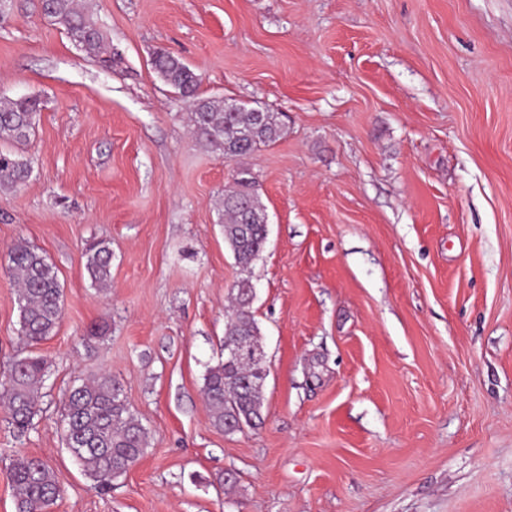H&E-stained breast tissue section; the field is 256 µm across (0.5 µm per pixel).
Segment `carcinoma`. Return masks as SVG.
<instances>
[{
	"label": "carcinoma",
	"instance_id": "obj_1",
	"mask_svg": "<svg viewBox=\"0 0 512 512\" xmlns=\"http://www.w3.org/2000/svg\"><path fill=\"white\" fill-rule=\"evenodd\" d=\"M44 12L62 24L72 40L88 56L112 63V44L99 23L77 9L75 0H43ZM153 67L166 85L190 104V122L196 142L216 148L224 159L235 160L274 144L282 135L279 113L262 107L225 111L226 101L198 95L200 76L184 61L158 52ZM40 102L33 98L0 101V142L24 145L37 124ZM30 175V165L21 154L0 151V185L17 187ZM224 194V240L235 263L247 270L267 241V224L255 182L244 176ZM9 271L18 284L21 335L37 344L54 335L62 319V288L46 257L26 242L14 245ZM112 251L102 243L86 253L85 268L91 284L107 285L111 278ZM233 310L224 328V338L234 339L258 330L252 312L248 280L233 289ZM46 373L45 360L28 355L15 360L7 379L0 383L8 423L19 433L27 432L41 412L39 389ZM263 377L246 361H218L204 374L203 393L214 427L226 433L255 428L263 423ZM62 417L65 439L85 474L104 490L127 473L147 445V431L128 408L121 385L110 374L72 387L65 397ZM10 478L15 490L16 512H50L61 495L53 470L42 460L28 456L13 459Z\"/></svg>",
	"mask_w": 512,
	"mask_h": 512
}]
</instances>
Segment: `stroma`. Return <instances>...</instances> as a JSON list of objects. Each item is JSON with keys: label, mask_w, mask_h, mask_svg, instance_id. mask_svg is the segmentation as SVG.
<instances>
[{"label": "stroma", "mask_w": 512, "mask_h": 512, "mask_svg": "<svg viewBox=\"0 0 512 512\" xmlns=\"http://www.w3.org/2000/svg\"><path fill=\"white\" fill-rule=\"evenodd\" d=\"M79 4L111 68L41 0L0 18V99L41 102L31 177L0 187V381L31 352L48 366L26 434L0 409V512L18 455L53 469L51 512H512V0ZM160 50L201 73V96L279 113L283 136L234 161L200 148ZM242 170L269 225L246 272L220 211ZM20 240L64 291L35 346L8 272ZM99 240L104 291L85 269ZM244 278L264 422L227 433L203 375ZM102 372L150 433L106 491L61 422L69 389ZM112 251L103 242L91 246L86 253L85 268L91 284L106 286L111 278Z\"/></svg>", "instance_id": "obj_1"}]
</instances>
